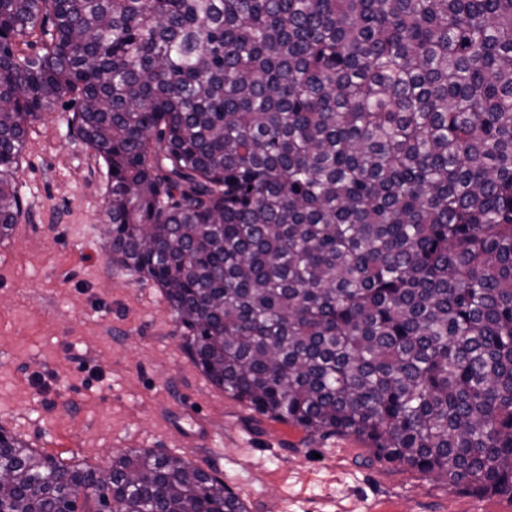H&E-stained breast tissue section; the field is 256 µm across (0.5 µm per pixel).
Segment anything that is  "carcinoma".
I'll use <instances>...</instances> for the list:
<instances>
[{
  "mask_svg": "<svg viewBox=\"0 0 512 512\" xmlns=\"http://www.w3.org/2000/svg\"><path fill=\"white\" fill-rule=\"evenodd\" d=\"M64 95L112 262L212 383L512 499V0H0L1 241ZM1 472L0 512H248L153 451L66 465L0 429Z\"/></svg>",
  "mask_w": 512,
  "mask_h": 512,
  "instance_id": "1",
  "label": "carcinoma"
}]
</instances>
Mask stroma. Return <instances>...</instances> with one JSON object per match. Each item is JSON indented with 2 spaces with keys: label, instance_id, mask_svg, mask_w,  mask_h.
<instances>
[{
  "label": "stroma",
  "instance_id": "obj_1",
  "mask_svg": "<svg viewBox=\"0 0 512 512\" xmlns=\"http://www.w3.org/2000/svg\"><path fill=\"white\" fill-rule=\"evenodd\" d=\"M60 100L29 125L22 215L0 241V428L67 464L131 448L217 473L248 512H512L505 497L377 459L352 436L308 437L216 387L152 281L103 248L106 166ZM207 444L186 441L187 414Z\"/></svg>",
  "mask_w": 512,
  "mask_h": 512
}]
</instances>
